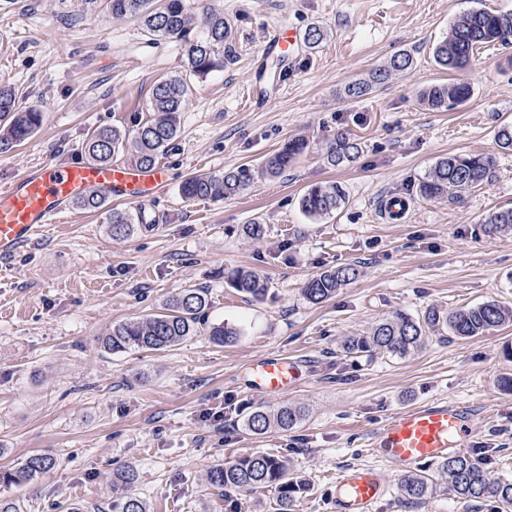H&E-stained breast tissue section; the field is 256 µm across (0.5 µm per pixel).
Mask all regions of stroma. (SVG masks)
I'll list each match as a JSON object with an SVG mask.
<instances>
[{"label": "stroma", "mask_w": 512, "mask_h": 512, "mask_svg": "<svg viewBox=\"0 0 512 512\" xmlns=\"http://www.w3.org/2000/svg\"><path fill=\"white\" fill-rule=\"evenodd\" d=\"M193 20L224 13L236 29L223 68L186 74L181 43L153 41L134 16L115 17L106 0H0V84L20 109L43 114L24 144L0 154V185L47 159L84 160L83 143L101 125L135 132L156 80L187 77L181 128L162 157L172 179L145 209L152 227L110 233L111 206L71 207L0 270V469L31 454L53 469L25 487L0 488L24 512H112L121 489L115 465H134V491L149 512H228L210 487L212 466L257 452L284 455L311 489L294 512H332L330 484L341 469L376 467L389 494L376 512H498L468 502L438 480L431 496L403 499V471L375 457V430L403 408L446 400L472 410L471 456L512 477V325L473 337L427 331L400 357L344 353L350 336L381 319L429 310L449 314L489 301L512 307V232L490 231L489 213L512 207V150L496 132L512 123V45L480 50L461 74L472 95L433 109L421 91L448 81L432 49L459 15L512 11V0H190ZM286 25L324 29L299 43L292 61L273 66L259 49ZM414 58L364 97L346 83L396 52ZM268 78L270 98L249 89ZM361 150L331 167L324 153L336 132ZM293 138L305 151L276 178L255 176L238 196L185 201L189 175L221 173L262 161ZM455 153L494 157L491 184L458 201L426 199L419 184L435 162ZM338 184L347 202L322 220L307 217L301 195ZM399 192L413 201L406 222L384 223L379 203ZM264 224L262 239L243 233ZM352 263L358 278L322 303L303 294L317 272ZM250 269L268 291L256 300L224 282L225 270ZM204 289L209 306L196 335L165 350L110 354L98 339L113 325L160 311L177 292ZM238 328L219 345L210 326ZM299 361L304 374L281 396L249 390L244 371L270 355ZM291 403L304 418L292 432L256 436L243 420L258 406Z\"/></svg>", "instance_id": "1"}]
</instances>
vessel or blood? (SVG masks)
Masks as SVG:
<instances>
[{"label":"vessel or blood","mask_w":512,"mask_h":512,"mask_svg":"<svg viewBox=\"0 0 512 512\" xmlns=\"http://www.w3.org/2000/svg\"><path fill=\"white\" fill-rule=\"evenodd\" d=\"M296 30L272 29L260 52L283 55L296 44ZM166 164L142 170L131 164L46 162L0 186V260L20 247L33 243L49 224L63 223L68 205L92 190L127 203L154 198L167 187ZM301 376L297 361L280 355L254 363L247 381L251 391L283 395L294 389ZM470 410L457 403L430 401L403 408L374 433L371 449L400 470L409 471L469 447ZM381 473L371 466L350 467L339 472L332 483L334 512H375L387 495Z\"/></svg>","instance_id":"1"}]
</instances>
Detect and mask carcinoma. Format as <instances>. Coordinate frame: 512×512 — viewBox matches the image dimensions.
<instances>
[{
  "instance_id": "obj_1",
  "label": "carcinoma",
  "mask_w": 512,
  "mask_h": 512,
  "mask_svg": "<svg viewBox=\"0 0 512 512\" xmlns=\"http://www.w3.org/2000/svg\"><path fill=\"white\" fill-rule=\"evenodd\" d=\"M106 7L116 17L127 15L141 19L144 31L154 41H181L186 48V66L191 75L203 77L223 66L224 56L219 50L231 45L232 29L224 14L211 12L202 20V31L194 32L191 26L188 0H161L156 7L153 0H106ZM512 42V12L471 10L457 17L448 28V35L433 48L436 65L448 72L466 69L475 52L496 43ZM413 59L400 51L390 60L373 70L367 77L347 83L343 92L349 99L367 95L385 83L395 73L411 68ZM190 93L187 82L179 77L159 80L153 88L149 111L155 117L138 123L134 138L117 127H100L87 139L84 152L87 160L107 164L112 156L132 147L136 165L151 168L170 149L180 132V113ZM471 96L468 83H438L428 87L421 97L431 108L450 107L467 101ZM14 89L0 85V153H7L29 139L41 127L43 116L37 111H22L17 106ZM301 139L288 141L279 151L268 156L258 168L263 176L277 177L288 170L303 153ZM359 154V144L344 133L336 137L325 152L326 162L340 166L353 161ZM495 161L484 154H451L438 160L419 186L425 198H443L449 194L462 195L488 186L494 176ZM253 180V169L238 167L222 173H202L187 178L180 186V194L188 201L224 199L240 194ZM345 190L338 184L314 185L300 199L302 211L319 220L345 205ZM106 196L101 191H91L76 201L84 210L95 211L104 207ZM155 219L144 209L133 211L112 210V236L127 235L133 225L150 226ZM485 223L497 231H512V209L494 211ZM359 270L354 264H343L324 269L305 284L304 295L312 303L324 302L336 295L342 286L356 279ZM227 284L237 292L258 298L264 295L266 283L252 270L236 269L224 274ZM208 306L206 292L201 288L187 289L172 297L162 311L141 320H130L112 327L100 344L110 353L128 349L164 350L180 344L197 333L198 324ZM512 323V308L498 302H486L476 307L459 310L442 316L428 311L423 318L398 313L378 322L366 336L345 340L343 350L349 355L385 350L405 356L421 346L425 327L447 326L455 336L472 337ZM209 336L218 344L232 341L237 329L219 324L211 327ZM302 419L300 409L288 405L276 410L258 406L249 411L244 420L246 429L253 435H263L271 428L282 432L297 428ZM54 461L45 454L27 457L15 467L0 470V485L7 488L32 483L49 471ZM448 480V488L467 501L490 499L503 508H512V479L493 474L487 464L463 453L430 463L427 469L407 476L401 484L405 500L418 503L431 494L433 475ZM211 487L224 491V498L231 493L272 489L276 495V512H293L297 499L310 490L309 482L288 469L287 459L266 453H255L232 462L218 464L207 474ZM138 481L136 467L122 465L112 470V485L133 488ZM112 512H149L145 500L135 494H126L112 501Z\"/></svg>"
}]
</instances>
